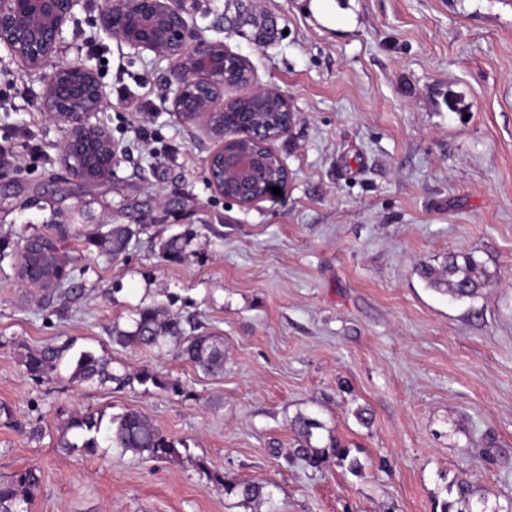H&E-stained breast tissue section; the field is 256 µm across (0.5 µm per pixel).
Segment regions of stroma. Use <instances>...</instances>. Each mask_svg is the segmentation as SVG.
<instances>
[{
	"instance_id": "obj_1",
	"label": "stroma",
	"mask_w": 512,
	"mask_h": 512,
	"mask_svg": "<svg viewBox=\"0 0 512 512\" xmlns=\"http://www.w3.org/2000/svg\"><path fill=\"white\" fill-rule=\"evenodd\" d=\"M309 3L262 0L284 35L261 47L224 22L246 0L186 2L296 114L274 144L289 181L252 208L208 184L214 144L170 113L171 61L99 31L104 0H80L55 60L98 72L120 148L106 183L68 178L42 72L0 46V142L16 151L0 168V477L40 467L30 512H440L462 477L487 512L512 505V0H332L324 21ZM114 224L137 230L116 260L86 239ZM59 226L84 232L61 243L64 301L17 274L26 240ZM452 255L475 261L474 297L422 278ZM153 303L223 339V375L112 343ZM71 340L165 385L29 376L28 352ZM129 408L178 456L58 448L70 413ZM298 415L320 422L314 447L349 448L361 471L295 457ZM215 471L264 499L225 494Z\"/></svg>"
}]
</instances>
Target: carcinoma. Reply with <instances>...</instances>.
<instances>
[{
  "instance_id": "obj_1",
  "label": "carcinoma",
  "mask_w": 512,
  "mask_h": 512,
  "mask_svg": "<svg viewBox=\"0 0 512 512\" xmlns=\"http://www.w3.org/2000/svg\"><path fill=\"white\" fill-rule=\"evenodd\" d=\"M135 230L128 225L117 224L107 232L90 238V242L100 251L112 254L116 259L126 252ZM187 237L172 238L162 245V253L171 260L181 257ZM25 262L40 269L46 280L56 282V288L48 292L52 297L62 287L69 273L59 262L57 242L50 236H39V242L27 246L22 251ZM442 274L448 276V288L444 292L456 299L473 296L478 290L476 266L468 256L463 261L454 257L444 267ZM112 342L120 346H137L159 353L174 351L197 369L210 376L224 373V344L220 337L208 333L188 335L181 321L171 316L167 305L153 304L137 311V317L128 328L119 325L112 327ZM73 343L62 345L48 343L25 357L29 375L44 380L58 370L63 363L72 368L71 380L77 383L97 381L101 384L114 383L125 387L133 382H148L161 387L168 383L160 381L153 373L142 370L136 374L119 373L112 368V359L98 355L91 350H81L73 355L68 352ZM103 413L94 411L77 412L64 422L58 447L83 448L91 451L100 447L98 437H103L107 447L125 454L146 456L156 461H164L178 454L176 444L164 435L137 409H127L110 419L109 425L102 426ZM291 428L298 437V448L294 453L317 465L322 457L311 446L313 430L319 428L316 420L300 415L291 421ZM224 490L246 503H259L265 497L264 487L249 481L220 478ZM41 485L40 470L34 466L25 468L7 480L0 481V512H28L36 492ZM456 499L443 503L441 512H473L472 485L464 478L455 482Z\"/></svg>"
}]
</instances>
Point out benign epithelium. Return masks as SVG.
<instances>
[{
	"mask_svg": "<svg viewBox=\"0 0 512 512\" xmlns=\"http://www.w3.org/2000/svg\"><path fill=\"white\" fill-rule=\"evenodd\" d=\"M79 0H0V46L32 69L55 56L64 27ZM98 25L136 53L150 52L171 60L170 112L194 124L217 142L206 162L213 190L241 207H253L284 187L288 166L273 148L293 128L296 114L277 88L256 82L250 63L222 41L201 38L190 25L184 0H106ZM252 40L270 46L280 38L277 25L262 11H252ZM229 87L246 93L224 97ZM279 104L277 132L242 110ZM103 92L97 72L81 64H60L45 81L41 109L67 129L62 165L72 180L95 184L112 178L119 146L97 120Z\"/></svg>",
	"mask_w": 512,
	"mask_h": 512,
	"instance_id": "1",
	"label": "benign epithelium"
}]
</instances>
